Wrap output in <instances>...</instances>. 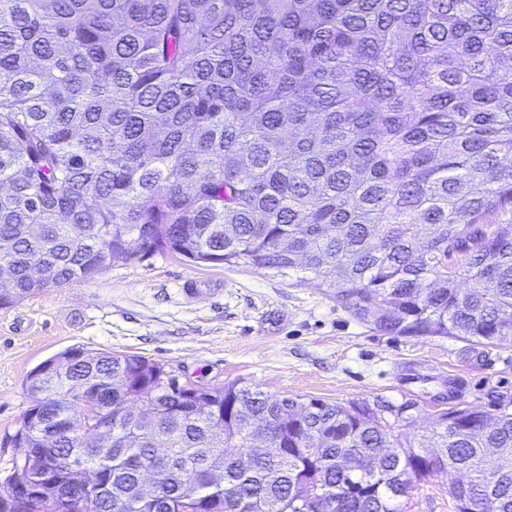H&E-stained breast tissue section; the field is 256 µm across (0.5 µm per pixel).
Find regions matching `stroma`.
Wrapping results in <instances>:
<instances>
[{
    "label": "stroma",
    "instance_id": "1",
    "mask_svg": "<svg viewBox=\"0 0 512 512\" xmlns=\"http://www.w3.org/2000/svg\"><path fill=\"white\" fill-rule=\"evenodd\" d=\"M75 346L146 357L183 385L242 382L346 408L380 398L403 407L392 430L405 446L431 437L455 402L512 412V342L385 335L337 306L312 274L158 253L0 308V492L23 454L11 436L32 404L28 374ZM459 478L418 485L404 512H455L448 485Z\"/></svg>",
    "mask_w": 512,
    "mask_h": 512
}]
</instances>
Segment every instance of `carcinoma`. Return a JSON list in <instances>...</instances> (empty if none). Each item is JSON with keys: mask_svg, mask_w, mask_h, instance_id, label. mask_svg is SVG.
Returning <instances> with one entry per match:
<instances>
[{"mask_svg": "<svg viewBox=\"0 0 512 512\" xmlns=\"http://www.w3.org/2000/svg\"><path fill=\"white\" fill-rule=\"evenodd\" d=\"M512 0H0V307L186 246L311 273L393 336L512 339ZM35 368L11 440L80 466V500L0 512H401L436 473L456 512H512V414L455 405L433 462L384 417L181 386L80 346ZM125 369L143 383L113 386ZM109 427V450L84 425ZM269 428L284 454L255 455ZM501 465L486 472L485 458ZM377 465L346 471L342 460ZM157 475L153 498L142 477Z\"/></svg>", "mask_w": 512, "mask_h": 512, "instance_id": "cac0c4a2", "label": "carcinoma"}]
</instances>
